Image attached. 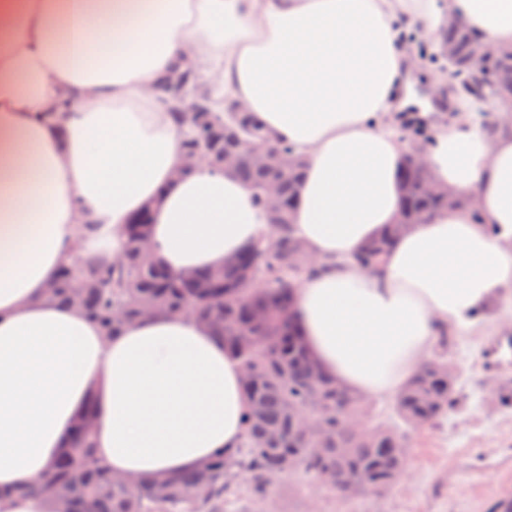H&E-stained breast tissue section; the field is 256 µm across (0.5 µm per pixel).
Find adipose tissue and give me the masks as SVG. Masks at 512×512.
Returning <instances> with one entry per match:
<instances>
[{"label": "adipose tissue", "instance_id": "1", "mask_svg": "<svg viewBox=\"0 0 512 512\" xmlns=\"http://www.w3.org/2000/svg\"><path fill=\"white\" fill-rule=\"evenodd\" d=\"M450 13L512 48V0H0V512H46L17 488L88 412L100 455L131 480L242 441L240 364L193 317L141 318L108 340L45 297L74 259L112 262L144 210L173 272L223 266L264 231L234 174H174L181 138L155 85L182 54L215 109L243 102L306 160L292 229L322 270L296 288L293 319L339 384L397 395L442 327H476L512 288V137L459 114L434 124L408 78L405 25L427 36ZM410 107L435 126V182L473 194L483 220L435 212L370 273L352 258L398 218L407 146L393 124Z\"/></svg>", "mask_w": 512, "mask_h": 512}]
</instances>
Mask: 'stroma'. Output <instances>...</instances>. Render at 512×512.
Instances as JSON below:
<instances>
[{"label": "stroma", "mask_w": 512, "mask_h": 512, "mask_svg": "<svg viewBox=\"0 0 512 512\" xmlns=\"http://www.w3.org/2000/svg\"><path fill=\"white\" fill-rule=\"evenodd\" d=\"M512 332V288L472 329H448L447 355L458 372V400L447 416L412 431L403 479L380 496L343 501L303 471L282 478L263 503L225 502L224 512H495L512 501V408L499 405L482 356Z\"/></svg>", "instance_id": "1"}]
</instances>
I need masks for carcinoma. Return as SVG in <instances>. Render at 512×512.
I'll use <instances>...</instances> for the list:
<instances>
[{"label":"carcinoma","mask_w":512,"mask_h":512,"mask_svg":"<svg viewBox=\"0 0 512 512\" xmlns=\"http://www.w3.org/2000/svg\"><path fill=\"white\" fill-rule=\"evenodd\" d=\"M482 42L481 34L460 24L443 27L439 50L451 48L455 54L448 91L468 103L491 94L509 109L512 49H497L484 70L474 71L467 59ZM231 116L224 123V151L233 150L241 134L264 141L247 114ZM271 146L292 154L293 163L277 169L242 159L231 172L247 184L260 206L263 186L278 182L281 212L266 234L224 267L195 273L189 280L176 278L140 253L141 236L149 231V213L143 212L126 229L124 264L95 267L93 278L84 283L83 270L68 267L59 275L58 287L46 293L50 301L81 307L108 335L147 309L169 315L189 312L224 341L250 376L244 383L248 413L241 447L229 455L220 451L190 472L124 480L98 456L87 415L73 447L50 471L20 487V493L44 501L48 512H224V501L242 494L264 501L274 482L298 470L313 474L326 488L337 481L351 486L356 495L363 493V480L368 492L381 495L407 467V433L442 418L455 405L453 366L439 354L419 365L396 397V424L369 430L353 424L367 410L364 399L322 372L286 317L297 283L314 271L307 265L305 245L291 232L305 162L283 142ZM429 179L428 170L404 162L400 216L362 248L357 264L379 267L407 226L448 208L445 197L420 190ZM257 278L264 281L260 289ZM305 416L315 419L310 434L301 430Z\"/></svg>","instance_id":"carcinoma-1"}]
</instances>
